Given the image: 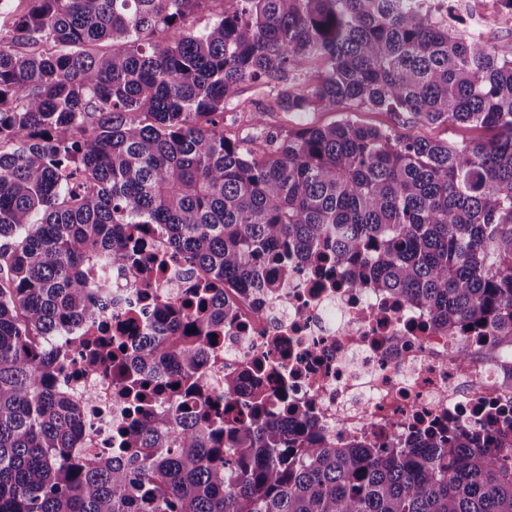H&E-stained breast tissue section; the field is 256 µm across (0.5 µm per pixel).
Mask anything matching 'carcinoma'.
I'll list each match as a JSON object with an SVG mask.
<instances>
[{"label": "carcinoma", "mask_w": 512, "mask_h": 512, "mask_svg": "<svg viewBox=\"0 0 512 512\" xmlns=\"http://www.w3.org/2000/svg\"><path fill=\"white\" fill-rule=\"evenodd\" d=\"M0 6V512H512V420L336 445L304 409L255 395L225 417L201 367L231 322L202 292L157 306L133 356L87 337L138 414L119 447L74 453L59 383L69 326L102 315L93 265L135 262L124 226H158L216 284L275 291L338 262L512 351V56L427 0H19ZM208 15L197 29L189 19ZM243 84L327 126L224 134ZM408 114L457 142L354 122ZM176 376L192 389L185 411Z\"/></svg>", "instance_id": "obj_1"}]
</instances>
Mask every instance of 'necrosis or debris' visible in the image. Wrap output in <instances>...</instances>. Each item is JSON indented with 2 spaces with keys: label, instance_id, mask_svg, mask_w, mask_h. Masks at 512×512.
I'll list each match as a JSON object with an SVG mask.
<instances>
[{
  "label": "necrosis or debris",
  "instance_id": "1",
  "mask_svg": "<svg viewBox=\"0 0 512 512\" xmlns=\"http://www.w3.org/2000/svg\"><path fill=\"white\" fill-rule=\"evenodd\" d=\"M143 258L156 267L151 275L93 268L92 277L108 285L109 303L97 324L73 327L66 336L61 381L84 407L77 445L87 455L111 447L114 430L130 427L134 416L111 370L88 363L85 337L118 327L127 351H134L157 303L181 305L206 282L201 270L169 251L160 229H152ZM351 280L348 267L334 264L299 269L272 296L225 289L234 320L209 347L202 369L208 390L222 393L225 373H234L239 399L264 393L267 412L276 417L287 403L306 408L335 442L401 439L436 419L473 425L485 404L501 400L511 353H491L486 336L439 333L423 310L352 287Z\"/></svg>",
  "mask_w": 512,
  "mask_h": 512
}]
</instances>
